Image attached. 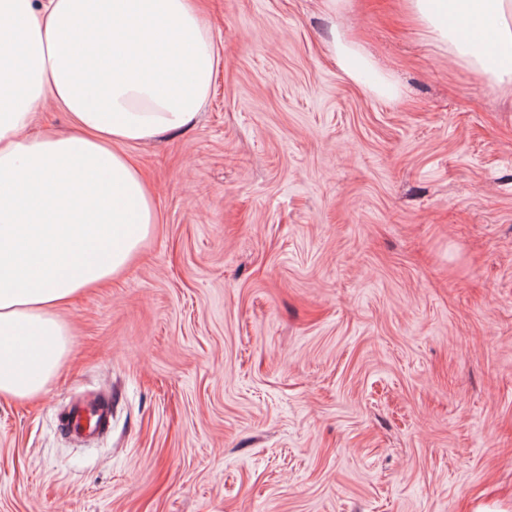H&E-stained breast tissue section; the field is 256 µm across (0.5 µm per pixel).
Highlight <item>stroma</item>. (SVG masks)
Returning <instances> with one entry per match:
<instances>
[{"mask_svg": "<svg viewBox=\"0 0 512 512\" xmlns=\"http://www.w3.org/2000/svg\"><path fill=\"white\" fill-rule=\"evenodd\" d=\"M203 2L211 95L132 147L153 235L0 400V512H512V94L402 0ZM330 50L339 65L352 78L360 80L363 74L372 70L370 61L361 53L357 45L342 39L336 33L332 35ZM90 420V429L88 421ZM94 420L93 426L91 422ZM110 420L109 407L102 408L92 404H77L71 412L67 421V428L75 436H84L96 431L108 429Z\"/></svg>", "mask_w": 512, "mask_h": 512, "instance_id": "35a3bbf8", "label": "stroma"}]
</instances>
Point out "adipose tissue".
<instances>
[{"label": "adipose tissue", "instance_id": "adipose-tissue-1", "mask_svg": "<svg viewBox=\"0 0 512 512\" xmlns=\"http://www.w3.org/2000/svg\"><path fill=\"white\" fill-rule=\"evenodd\" d=\"M403 2L512 86V0ZM216 68L196 0H0V400L45 391L69 353L63 309L152 235L154 193L127 148L192 123ZM48 100L71 133L34 131Z\"/></svg>", "mask_w": 512, "mask_h": 512}]
</instances>
